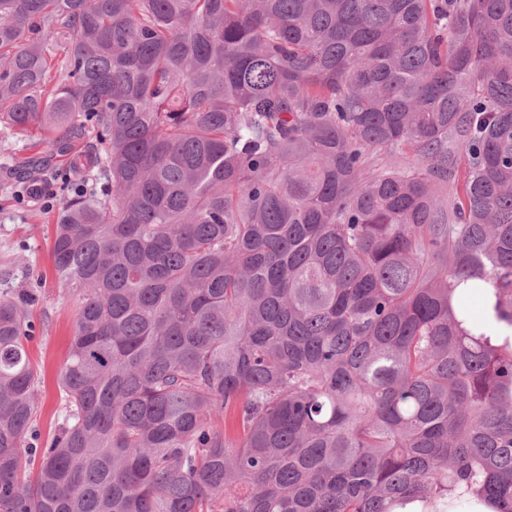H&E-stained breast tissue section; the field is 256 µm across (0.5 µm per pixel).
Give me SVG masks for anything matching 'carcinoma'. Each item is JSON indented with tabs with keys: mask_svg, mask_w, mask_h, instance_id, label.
I'll list each match as a JSON object with an SVG mask.
<instances>
[{
	"mask_svg": "<svg viewBox=\"0 0 512 512\" xmlns=\"http://www.w3.org/2000/svg\"><path fill=\"white\" fill-rule=\"evenodd\" d=\"M0 126L106 181L0 512H512V0H0Z\"/></svg>",
	"mask_w": 512,
	"mask_h": 512,
	"instance_id": "cac0c4a2",
	"label": "carcinoma"
}]
</instances>
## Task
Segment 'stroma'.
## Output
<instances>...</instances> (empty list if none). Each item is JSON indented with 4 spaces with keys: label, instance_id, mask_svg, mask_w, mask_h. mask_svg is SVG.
Returning a JSON list of instances; mask_svg holds the SVG:
<instances>
[{
    "label": "stroma",
    "instance_id": "stroma-1",
    "mask_svg": "<svg viewBox=\"0 0 512 512\" xmlns=\"http://www.w3.org/2000/svg\"><path fill=\"white\" fill-rule=\"evenodd\" d=\"M87 141L67 152L37 139L0 128V295H32L29 317L33 338L27 344L38 385L34 434L51 437L62 425L65 401L57 375L65 362L74 328L77 301L62 288L52 267L55 224L67 198L60 185L68 176L70 157L86 150ZM39 157L45 162L42 195L25 193L16 160Z\"/></svg>",
    "mask_w": 512,
    "mask_h": 512
}]
</instances>
